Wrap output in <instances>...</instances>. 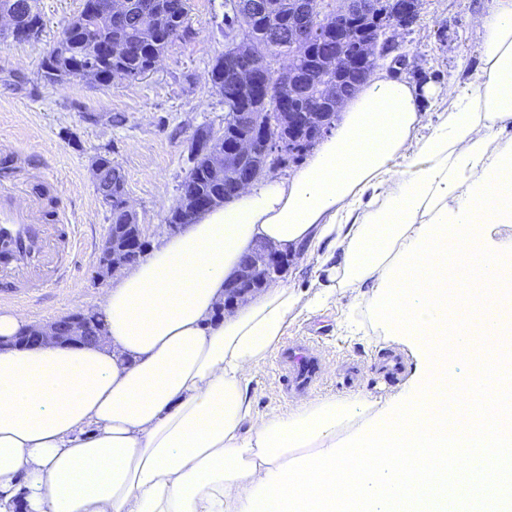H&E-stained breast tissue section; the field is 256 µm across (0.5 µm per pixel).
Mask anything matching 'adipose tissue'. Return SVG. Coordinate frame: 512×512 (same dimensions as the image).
<instances>
[{
  "mask_svg": "<svg viewBox=\"0 0 512 512\" xmlns=\"http://www.w3.org/2000/svg\"><path fill=\"white\" fill-rule=\"evenodd\" d=\"M481 64L424 123L419 90L377 73L285 178L203 212L100 298L107 342L0 351V512H433L448 473L494 488L512 438L476 456L454 414L458 355L512 336V0L478 18ZM328 281L280 286L225 315L224 288L257 243ZM472 302L465 320L451 300ZM365 306L416 366L397 398H323L257 412L252 380L289 322L330 300Z\"/></svg>",
  "mask_w": 512,
  "mask_h": 512,
  "instance_id": "ef3b65f1",
  "label": "adipose tissue"
}]
</instances>
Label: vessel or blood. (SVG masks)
<instances>
[{
	"label": "vessel or blood",
	"instance_id": "obj_1",
	"mask_svg": "<svg viewBox=\"0 0 512 512\" xmlns=\"http://www.w3.org/2000/svg\"><path fill=\"white\" fill-rule=\"evenodd\" d=\"M17 190L0 188V296L29 299L34 289L59 288L70 275L69 257L78 246L77 227L67 215L55 223L35 224L13 205ZM285 392L301 395L324 376L325 363L307 341L286 344L278 355Z\"/></svg>",
	"mask_w": 512,
	"mask_h": 512
}]
</instances>
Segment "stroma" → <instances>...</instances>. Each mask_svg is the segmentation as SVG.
Listing matches in <instances>:
<instances>
[{
  "mask_svg": "<svg viewBox=\"0 0 512 512\" xmlns=\"http://www.w3.org/2000/svg\"><path fill=\"white\" fill-rule=\"evenodd\" d=\"M485 0H421L417 22L397 30V39L413 56L418 73L402 79L423 82L433 93L424 98L426 118L447 110L449 86L469 84L458 67L460 57L479 61L476 17ZM82 0H36L44 19L38 41L0 44V185L25 183L27 196L40 202L38 215L51 222L67 212L77 224L80 250L67 286L37 292L32 301L8 304L31 323H47L78 310H97L110 281H98L97 246L108 231L109 210L100 201L92 177L97 156L109 157L126 174L127 195L150 244L167 236L165 217L175 204L190 167L188 148L201 127L224 125V101L211 87L208 72L226 48L224 0H191L187 35L169 45L157 68L137 80L98 87L82 80L61 85L39 76L44 52L59 28L81 7ZM346 307L327 303L290 321L286 340H313L327 360V375L313 398L344 397L357 391L374 399L398 395L413 373L415 361L405 355V369L396 382L374 374L370 365L395 342L376 335L365 310L353 313L362 327L358 336L341 335L339 319ZM358 362L362 379L347 388L339 368ZM258 412H288L295 403L279 383L275 357H268L252 383Z\"/></svg>",
  "mask_w": 512,
  "mask_h": 512,
  "instance_id": "stroma-1",
  "label": "stroma"
}]
</instances>
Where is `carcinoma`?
<instances>
[{"label": "carcinoma", "mask_w": 512, "mask_h": 512, "mask_svg": "<svg viewBox=\"0 0 512 512\" xmlns=\"http://www.w3.org/2000/svg\"><path fill=\"white\" fill-rule=\"evenodd\" d=\"M127 2L129 12L125 19L108 26L89 13L92 0H83L81 11L65 24L64 33L69 35L70 46L61 49L62 40L59 39L43 56L41 77L44 82L53 85L78 78V72L85 64L83 43L90 37L112 45V54L98 56L93 62L99 85L110 83V72L114 69L122 70L127 80H136L142 76L148 55L164 54L171 42L187 33L189 0ZM235 2L224 0V29L239 31L250 39L252 59L257 69L266 66L273 54L285 58L288 80L258 92L253 86L236 81L232 73L224 71L226 56L215 61L208 79L224 99V137L207 143L193 156L192 166L181 184V195L167 215L168 224L192 223L195 216L187 207L189 203L215 198L218 206L233 199L238 194V166L225 168L224 181L217 183L209 174L212 154L224 153V146L244 134L253 136L258 142L274 139L288 144L293 132L282 113L290 108L311 113V126L316 131L312 140L298 142L299 149L288 158L290 164L300 163L335 125L337 112L333 103L336 94L351 99L382 59L380 55L358 58L356 42L348 31L363 29L369 37L387 40L394 37L396 28L400 26L395 0H368L369 8L352 15L339 29L327 14L329 3L326 2L323 4L326 14L315 20L320 35L305 48H293L288 45L285 33L299 18L304 0H263L268 9L259 17L237 12ZM10 4L16 6L23 41L37 39L43 22L34 0H0V5ZM147 8L150 9L149 20L154 30V40L147 44L149 54L124 51L127 46L141 42L140 17ZM236 112H250L254 120L237 122L233 119ZM96 162L101 169V180L110 186L105 196L111 213L109 228L120 230L135 223L124 207L127 181L123 170L107 157L101 156Z\"/></svg>", "instance_id": "obj_1"}]
</instances>
